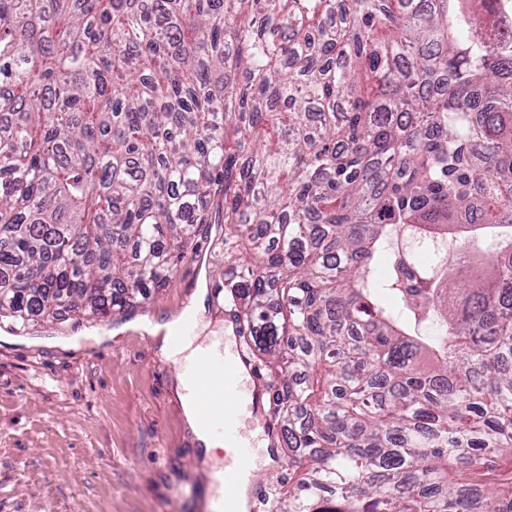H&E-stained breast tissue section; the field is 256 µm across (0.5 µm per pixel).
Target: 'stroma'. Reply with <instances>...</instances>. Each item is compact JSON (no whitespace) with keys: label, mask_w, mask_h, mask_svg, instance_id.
Instances as JSON below:
<instances>
[{"label":"stroma","mask_w":512,"mask_h":512,"mask_svg":"<svg viewBox=\"0 0 512 512\" xmlns=\"http://www.w3.org/2000/svg\"><path fill=\"white\" fill-rule=\"evenodd\" d=\"M223 271L224 227L213 224L128 316L0 327V512H213L220 464L204 459L180 367L146 326L197 288H219Z\"/></svg>","instance_id":"35a3bbf8"}]
</instances>
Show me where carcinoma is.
Returning a JSON list of instances; mask_svg holds the SVG:
<instances>
[{
  "instance_id": "1",
  "label": "carcinoma",
  "mask_w": 512,
  "mask_h": 512,
  "mask_svg": "<svg viewBox=\"0 0 512 512\" xmlns=\"http://www.w3.org/2000/svg\"><path fill=\"white\" fill-rule=\"evenodd\" d=\"M501 40L488 0H0V319L131 312L222 213L307 463L272 512H512Z\"/></svg>"
}]
</instances>
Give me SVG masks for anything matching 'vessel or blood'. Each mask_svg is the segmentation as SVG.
I'll list each match as a JSON object with an SVG mask.
<instances>
[{
	"label": "vessel or blood",
	"mask_w": 512,
	"mask_h": 512,
	"mask_svg": "<svg viewBox=\"0 0 512 512\" xmlns=\"http://www.w3.org/2000/svg\"><path fill=\"white\" fill-rule=\"evenodd\" d=\"M228 342L231 349L224 358L205 360L195 397L201 425L224 437V497L229 500L236 494L243 467L255 457L254 447L246 441L248 429L259 430L270 448L277 444L278 429L262 412L267 387L258 365L237 337Z\"/></svg>",
	"instance_id": "vessel-or-blood-1"
}]
</instances>
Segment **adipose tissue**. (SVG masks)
<instances>
[{
    "label": "adipose tissue",
    "mask_w": 512,
    "mask_h": 512,
    "mask_svg": "<svg viewBox=\"0 0 512 512\" xmlns=\"http://www.w3.org/2000/svg\"><path fill=\"white\" fill-rule=\"evenodd\" d=\"M205 300V289H198L191 304L179 316L165 322L167 336L161 347V354L165 359L184 366V372L179 378V388L185 420L202 446L205 458L212 459L218 451L223 450L224 439L200 425L194 397V383L200 359L219 354L217 348L197 343L194 335L204 320Z\"/></svg>",
    "instance_id": "ef3b65f1"
}]
</instances>
